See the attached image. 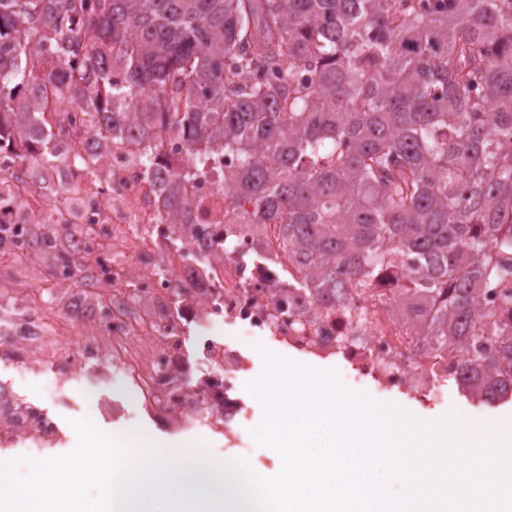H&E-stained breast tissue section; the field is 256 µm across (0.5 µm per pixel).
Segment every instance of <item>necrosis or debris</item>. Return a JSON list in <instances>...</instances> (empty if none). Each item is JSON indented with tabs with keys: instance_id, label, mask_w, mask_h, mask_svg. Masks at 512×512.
Listing matches in <instances>:
<instances>
[{
	"instance_id": "4bbe7bcc",
	"label": "necrosis or debris",
	"mask_w": 512,
	"mask_h": 512,
	"mask_svg": "<svg viewBox=\"0 0 512 512\" xmlns=\"http://www.w3.org/2000/svg\"><path fill=\"white\" fill-rule=\"evenodd\" d=\"M73 151L101 154L95 172L72 168L67 185L48 194L19 177L18 147L0 150V222L29 224L76 209L77 221L96 228L73 238L90 260L111 253L103 283L110 300L94 303V335L63 339L31 310L0 307V362L24 371L50 365L56 375L82 376L87 359L106 360L103 384L132 387V397L158 414L175 413L183 432L236 434L253 408L243 389L251 370L240 337L271 339L284 350L338 356L354 383L442 400L441 381L456 356L426 344L412 329L415 316L398 288H350L344 300L317 296L283 242L278 224H248L224 184L202 177L189 185L192 222L179 233L162 224L159 182L126 138L93 143L86 115L63 114ZM198 329L194 353L208 365L197 381L186 378L184 334ZM233 338L223 341L221 331ZM152 332L160 341L143 364L106 355L102 338L121 342ZM64 437L58 416L20 394L17 380L0 379V448L13 458L55 447Z\"/></svg>"
}]
</instances>
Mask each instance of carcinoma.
Masks as SVG:
<instances>
[{
    "label": "carcinoma",
    "instance_id": "cac0c4a2",
    "mask_svg": "<svg viewBox=\"0 0 512 512\" xmlns=\"http://www.w3.org/2000/svg\"><path fill=\"white\" fill-rule=\"evenodd\" d=\"M207 105L199 106V97ZM160 153L165 224L222 155L250 224H281L319 294L391 277L418 328L460 356L448 376L483 405L512 400V0H0V148L32 140L24 175L68 171L60 114ZM69 225L0 227L47 272L75 267ZM163 148L160 156L162 165L170 170H180L184 166V152L182 142L177 133L168 127L162 130Z\"/></svg>",
    "mask_w": 512,
    "mask_h": 512
}]
</instances>
